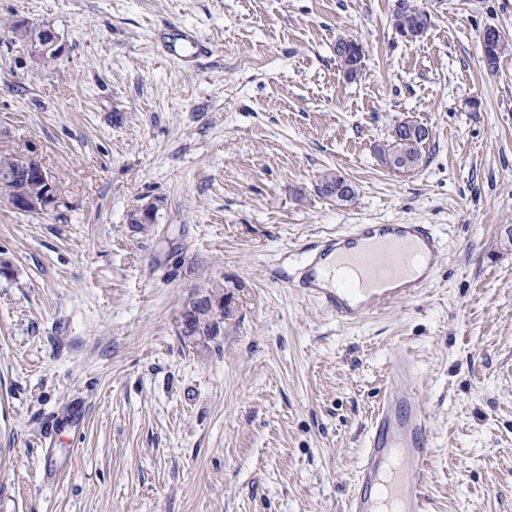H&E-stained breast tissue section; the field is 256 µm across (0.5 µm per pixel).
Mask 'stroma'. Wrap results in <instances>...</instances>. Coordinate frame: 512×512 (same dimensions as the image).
Instances as JSON below:
<instances>
[{
	"mask_svg": "<svg viewBox=\"0 0 512 512\" xmlns=\"http://www.w3.org/2000/svg\"><path fill=\"white\" fill-rule=\"evenodd\" d=\"M0 0V153L62 201L0 198V512H343L392 359L428 412L425 512H512V0ZM64 49L33 55L18 27ZM206 53L167 54V27ZM363 60L347 80L338 38ZM431 136L396 170L402 120ZM340 171L353 201L322 195ZM155 205L133 230L130 214ZM428 224L414 298L339 322L290 284L323 238ZM223 286L202 349L183 308ZM423 12L412 1L400 0L392 20L396 28L405 31L401 32L396 29L401 37L413 41L416 39L415 34L407 31H419L421 36L427 30L430 24V16L425 10ZM424 14L428 17V24ZM32 34L27 38L26 44L31 52L40 58H58L62 52L60 37L50 26L42 25L30 29ZM499 39L497 31L486 29L482 35V42L484 46V50L486 46L491 44L492 41H497ZM509 44L504 37H501L500 44L493 43L488 46L485 51V60L488 66L493 69L496 67L499 58L502 54H504L508 50ZM426 138H412L402 135L391 136V139L377 150L381 161L390 167L394 162H401L400 168L413 169L422 163L423 148ZM18 163L27 170V176L32 175L38 185L32 189L24 186L13 195L15 190L29 179L25 177V172ZM0 191L1 194H7L8 202L13 209L24 213L47 212L50 210L51 201L57 199L55 183L50 172L32 158L18 159V156L11 154L0 155ZM233 301L229 295L213 299L210 303L213 311V320L208 327H204L198 332L197 336H206L207 341L215 339L221 335L224 319H227L233 313Z\"/></svg>",
	"mask_w": 512,
	"mask_h": 512,
	"instance_id": "35a3bbf8",
	"label": "stroma"
}]
</instances>
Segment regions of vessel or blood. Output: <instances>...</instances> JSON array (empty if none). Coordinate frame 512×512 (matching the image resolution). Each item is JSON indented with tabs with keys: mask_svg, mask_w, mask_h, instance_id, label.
Wrapping results in <instances>:
<instances>
[{
	"mask_svg": "<svg viewBox=\"0 0 512 512\" xmlns=\"http://www.w3.org/2000/svg\"><path fill=\"white\" fill-rule=\"evenodd\" d=\"M442 251L440 235L425 224H359L327 238L307 258L298 285L353 325L427 287ZM332 277L336 287H325ZM433 454L427 411L411 393L390 391L364 444L346 512H423Z\"/></svg>",
	"mask_w": 512,
	"mask_h": 512,
	"instance_id": "obj_1",
	"label": "vessel or blood"
}]
</instances>
